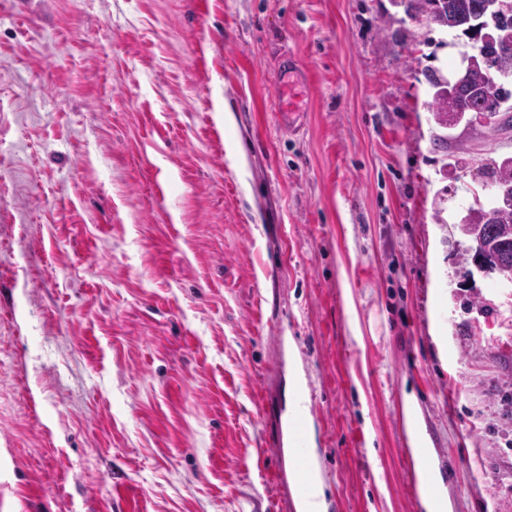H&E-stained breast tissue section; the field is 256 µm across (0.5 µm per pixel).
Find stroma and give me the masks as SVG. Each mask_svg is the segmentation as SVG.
I'll use <instances>...</instances> for the list:
<instances>
[{
    "instance_id": "obj_1",
    "label": "stroma",
    "mask_w": 512,
    "mask_h": 512,
    "mask_svg": "<svg viewBox=\"0 0 512 512\" xmlns=\"http://www.w3.org/2000/svg\"><path fill=\"white\" fill-rule=\"evenodd\" d=\"M392 0H0V512H512V288L459 224L512 130L447 149ZM310 83L300 132L274 70ZM295 64L293 58L288 56H283L278 63V71L275 76V83L277 87L278 99H279V110L280 112H284L288 116L299 114L300 112H304V108L302 105L303 94L301 92H297L292 89L291 85H288V93L286 92V88L283 85V80L281 78L282 73L287 71L288 76L294 73ZM288 94V98L285 99ZM404 424L408 437V444L411 448L413 456L422 469L424 463H431L433 451L428 448L420 433L415 429V420L417 408L415 403L408 399L403 406ZM309 487L305 494L299 493V512H322L324 505L323 482L316 473L315 477L308 475Z\"/></svg>"
}]
</instances>
